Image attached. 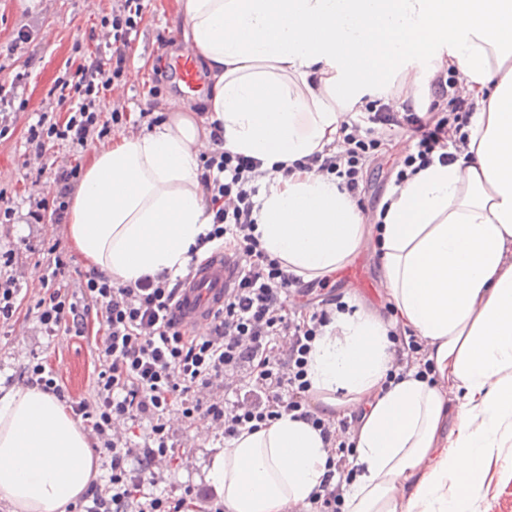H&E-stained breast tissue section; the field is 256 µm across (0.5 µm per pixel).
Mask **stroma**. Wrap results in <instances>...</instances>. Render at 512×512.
<instances>
[{
    "instance_id": "stroma-1",
    "label": "stroma",
    "mask_w": 512,
    "mask_h": 512,
    "mask_svg": "<svg viewBox=\"0 0 512 512\" xmlns=\"http://www.w3.org/2000/svg\"><path fill=\"white\" fill-rule=\"evenodd\" d=\"M184 0H150L140 24V36L133 48L132 59L124 85L111 93L103 113L120 104L127 111L137 112L154 106L159 112H176L182 106H198L209 78H201L193 89L173 86L167 81L154 82L152 66L157 57L172 58L184 48L182 10ZM112 0H0V85H10L16 73L26 74L22 94L24 106L11 116L13 133L0 139V191L13 200H21L33 188L36 173L23 164V134L38 113L54 106L49 91L56 80L65 77L67 60L94 50L91 40L90 15L111 14ZM30 33L28 43L12 46L19 29ZM165 34L167 46H160L157 36ZM159 89L149 97L150 86ZM406 142L404 138H386L368 167L363 171L364 190L360 209L368 220H375L394 185L399 169L397 160ZM59 244L71 265L85 267L86 262L71 246L68 228L52 224H0V247L13 249L19 267L25 272L42 269L43 248ZM351 265L363 267L369 288L346 285L338 273H331L329 285L342 293L356 310L374 314L383 321L395 319V308L386 293L380 247L370 239L367 249L354 255ZM48 357L61 363L60 377L67 392L77 400L90 397L97 361L90 338L63 335L47 343L33 329L18 328L12 335L0 337V381L21 384V371L33 356ZM214 438H188L186 450L193 464L190 468L172 467L170 482L178 489L205 486ZM468 512H512V439L493 449L485 463L480 486L467 506Z\"/></svg>"
}]
</instances>
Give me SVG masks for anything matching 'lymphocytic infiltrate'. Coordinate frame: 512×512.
Returning a JSON list of instances; mask_svg holds the SVG:
<instances>
[{
	"label": "lymphocytic infiltrate",
	"mask_w": 512,
	"mask_h": 512,
	"mask_svg": "<svg viewBox=\"0 0 512 512\" xmlns=\"http://www.w3.org/2000/svg\"><path fill=\"white\" fill-rule=\"evenodd\" d=\"M143 9V0H115L111 16L100 20L107 30L105 44L81 58L71 80L55 83V110L40 113L28 125L25 143L50 181L28 194L26 223L59 226L67 219L80 166L48 165L52 148L61 143L82 148L130 124L131 115L124 111L102 119L98 104L129 66ZM430 91L433 100L423 114L408 101H371L362 118L343 121V151L314 153L304 167L336 176L340 188L357 200L363 167L381 135H399L411 144L397 180L436 161L454 162L468 147L466 128L476 105L444 71L434 74ZM209 139L200 174L213 213L206 239L219 241L237 273L206 333L186 329L173 316L181 280L163 273L117 284L96 270L71 268L54 245L43 265L42 294L30 307L24 304V275L13 251L0 249V329L26 316L47 339L63 334L94 339L98 370L91 398L68 395L46 359L25 369L28 385L64 403L83 424L91 448L109 464L106 483L89 485L78 512H194L197 502L212 500L211 492L158 489L180 458L179 433L203 427L230 440L287 414L319 431L327 453L329 470L304 512H344L362 414L323 417L311 404L307 366L317 337L348 305L338 295L319 297L264 251L253 201L261 162L226 149L220 128H212ZM389 337L393 365L388 380L432 374L433 363L417 336L393 330ZM142 422L147 429L139 444L135 426Z\"/></svg>",
	"instance_id": "obj_1"
}]
</instances>
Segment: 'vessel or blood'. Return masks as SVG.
<instances>
[{
  "instance_id": "b4317fda",
  "label": "vessel or blood",
  "mask_w": 512,
  "mask_h": 512,
  "mask_svg": "<svg viewBox=\"0 0 512 512\" xmlns=\"http://www.w3.org/2000/svg\"><path fill=\"white\" fill-rule=\"evenodd\" d=\"M196 57V51L189 48L172 61L174 70L188 88L196 83ZM232 279V270L225 265L223 253H216L207 264L195 269L181 289L174 309L176 319L186 328L205 330L213 313L223 305L224 290Z\"/></svg>"
}]
</instances>
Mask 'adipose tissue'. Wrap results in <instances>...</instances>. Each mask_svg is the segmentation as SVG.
Wrapping results in <instances>:
<instances>
[{"label":"adipose tissue","instance_id":"obj_1","mask_svg":"<svg viewBox=\"0 0 512 512\" xmlns=\"http://www.w3.org/2000/svg\"><path fill=\"white\" fill-rule=\"evenodd\" d=\"M183 33L213 84L203 115H170L95 146L69 234L113 282L184 274L212 229L199 181L205 125L224 146L285 163L259 199L262 246L294 273L330 274L369 230L334 176L297 161L334 145L344 113L399 88L420 101L449 70L476 104L467 150L393 186L382 268L397 321L463 389L450 414L438 386L387 382L390 326L340 313L316 339L308 378L324 414L337 392L366 402L348 512H465L484 462L512 438V0H185ZM76 423L35 387L0 393V499L64 512L96 473ZM327 472L317 430L285 415L228 441L206 480L226 512H299Z\"/></svg>","mask_w":512,"mask_h":512}]
</instances>
